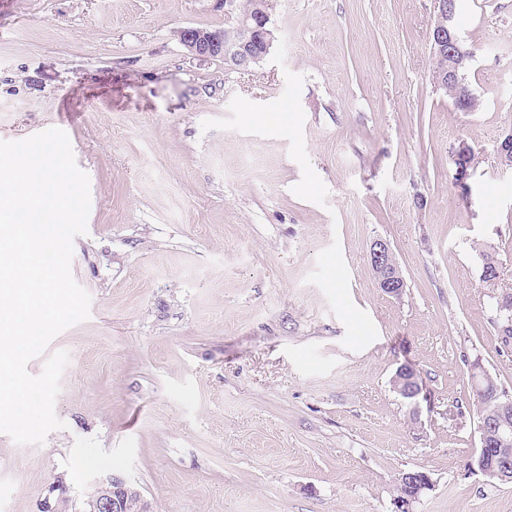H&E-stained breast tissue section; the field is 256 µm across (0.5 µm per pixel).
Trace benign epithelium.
<instances>
[{
    "label": "benign epithelium",
    "mask_w": 512,
    "mask_h": 512,
    "mask_svg": "<svg viewBox=\"0 0 512 512\" xmlns=\"http://www.w3.org/2000/svg\"><path fill=\"white\" fill-rule=\"evenodd\" d=\"M456 0H434L436 23L430 30L431 50L441 54L448 51V69L432 73V80L437 87L453 85L462 103L472 98V92L464 82V70L471 59L472 51L467 48L457 26L454 24ZM224 12L230 19L228 27L222 30H210L186 27L178 31L179 43L187 52L198 60L221 59L224 64L247 68L267 57L275 47L276 36L271 26L269 0H257L252 12L244 14L239 11L237 0H224ZM393 254L390 243L376 239L370 245V261L378 270V286L384 293L399 298L405 290L403 275L389 272L386 256ZM498 414L504 429L499 434V442L509 440L511 432L506 429L508 416L512 415V400L498 401ZM505 448H496L489 455L488 461L479 467L484 475L493 478L503 476L509 467V459L504 457ZM407 482L413 485V497L395 504L394 512H410L412 499L418 498L431 486V480L411 477ZM99 496L91 503V512H126L131 502H137L140 512H150V505L141 491L124 476L109 475L97 481Z\"/></svg>",
    "instance_id": "7a95c632"
}]
</instances>
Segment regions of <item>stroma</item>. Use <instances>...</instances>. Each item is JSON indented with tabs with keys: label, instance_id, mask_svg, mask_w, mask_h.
Here are the masks:
<instances>
[{
	"label": "stroma",
	"instance_id": "1",
	"mask_svg": "<svg viewBox=\"0 0 512 512\" xmlns=\"http://www.w3.org/2000/svg\"><path fill=\"white\" fill-rule=\"evenodd\" d=\"M432 21V0H272L274 50L235 69L177 37L224 28L222 0H0V140L64 130L91 190V315L48 347L67 427L0 433V512H42L58 480L84 512L112 473L152 512H393L412 469L433 482L412 512H512L472 466L468 367L512 392V0L460 2L471 112L432 81ZM388 254L393 256V250L386 239H376L371 243L369 251L370 262L372 268L373 262L378 270L377 276L379 288L389 296L400 298L405 290V286L403 285L405 284V279L401 273L395 275L389 272L390 270L386 263V256Z\"/></svg>",
	"mask_w": 512,
	"mask_h": 512
}]
</instances>
